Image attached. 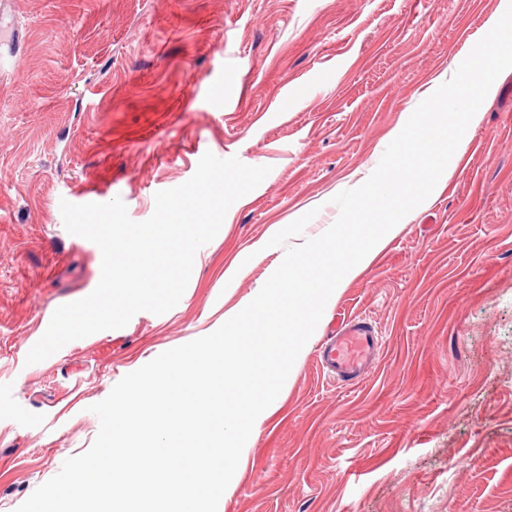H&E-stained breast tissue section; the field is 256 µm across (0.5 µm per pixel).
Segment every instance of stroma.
Instances as JSON below:
<instances>
[{
    "label": "stroma",
    "instance_id": "35a3bbf8",
    "mask_svg": "<svg viewBox=\"0 0 512 512\" xmlns=\"http://www.w3.org/2000/svg\"><path fill=\"white\" fill-rule=\"evenodd\" d=\"M498 0H0V512L93 443L90 407L162 352L212 333L264 285L274 224L375 170L390 132L457 69ZM452 177L325 313L369 315L382 355L337 386L316 350L251 434L224 512H512V106L467 129ZM270 174L228 210L179 303L26 356L101 252L62 202L148 219L203 152ZM240 270L225 285L230 265Z\"/></svg>",
    "mask_w": 512,
    "mask_h": 512
}]
</instances>
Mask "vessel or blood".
<instances>
[{
  "mask_svg": "<svg viewBox=\"0 0 512 512\" xmlns=\"http://www.w3.org/2000/svg\"><path fill=\"white\" fill-rule=\"evenodd\" d=\"M383 347V338L370 317L339 320L323 344L319 365L327 377L347 383L362 381Z\"/></svg>",
  "mask_w": 512,
  "mask_h": 512,
  "instance_id": "1",
  "label": "vessel or blood"
}]
</instances>
